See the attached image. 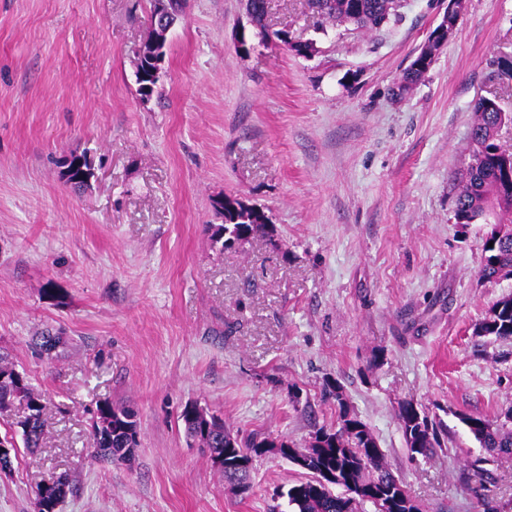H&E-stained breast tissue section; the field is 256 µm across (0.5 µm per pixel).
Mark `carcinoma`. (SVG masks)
<instances>
[{"label": "carcinoma", "mask_w": 512, "mask_h": 512, "mask_svg": "<svg viewBox=\"0 0 512 512\" xmlns=\"http://www.w3.org/2000/svg\"><path fill=\"white\" fill-rule=\"evenodd\" d=\"M356 12L343 13V0H307L311 13L319 14L316 29H324L327 23H351L361 28L377 27L396 15L394 0H355ZM152 64L140 61L137 64L136 81L139 92L149 96L154 92L158 79L150 76ZM476 120L470 132L472 159L468 167L456 178L454 195L455 219L460 224H471L478 220L486 224H502V215L512 213V186L506 187L504 172L497 151L500 123L506 118L501 107L485 103L478 98L473 106ZM62 176L75 187L88 184L93 176L92 166L86 156H73L66 160ZM222 223L208 225L213 245L222 251L236 243H242L261 230L272 231V227L259 223L266 219L264 213L237 202L231 206L220 198L213 202ZM484 262L480 276L486 280L501 277L503 270L512 275V239L487 237L484 243ZM475 334L493 336L497 339L512 338V297L497 301L488 315L477 325ZM35 348L47 355L62 343V332L45 329L39 333ZM328 394L334 395L339 408L336 426L320 427L305 448H296L286 437L255 436L243 441L224 425L223 418L209 413L195 403L185 405L180 419L186 434L197 441L199 447L209 454L212 464L224 475V481L239 488L243 495L250 492L253 458L267 448L279 449L282 457L294 461L303 459L301 469L309 473L308 478L291 485L287 497L291 512H358L363 500L356 498L357 489L390 491L401 494L402 481L394 474L384 459L377 440L370 428L356 416L350 415L340 392V387L331 383ZM27 410L24 419L10 423L11 432L0 437L16 457V436H21L23 446L38 448L42 443L41 421L44 405L25 377L14 368L8 356L0 354V413L14 407ZM461 422L470 433L493 455H512V409L504 413V420L494 425L477 415H462ZM399 422L405 438L409 458L427 456L444 445L441 424L412 403L404 404L399 412ZM95 457L104 462L125 463L131 461L132 450L138 446V423L134 412L115 408L104 402L99 405L97 417L92 425ZM337 470L341 476L340 487L344 493L337 494L321 481L324 472ZM70 491L65 478L51 479L43 483L35 495V512H53Z\"/></svg>", "instance_id": "1"}]
</instances>
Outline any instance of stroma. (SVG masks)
<instances>
[{"mask_svg":"<svg viewBox=\"0 0 512 512\" xmlns=\"http://www.w3.org/2000/svg\"><path fill=\"white\" fill-rule=\"evenodd\" d=\"M444 0H399L373 29L317 31L305 0H269V37L244 0H185L160 81L138 91L152 0H0V351L41 393V447L0 472V512H34L53 476L59 512H269L305 472L268 451L233 493L180 420L186 404L240 436L305 447L336 422L326 383L373 432L426 512H512V456L489 463L461 422L512 407V338L474 328L512 278L484 281L490 225L457 223L454 176L471 161L477 97L512 114V0H468L408 93L402 72ZM313 40L308 58L273 31ZM248 52L235 48L239 31ZM90 159L84 189L62 176ZM265 212L273 234L219 251L213 200ZM62 330L51 356L33 342ZM132 408L131 462H97L99 403ZM448 430L410 459L398 414ZM70 491V485L66 478H56L44 482L35 495L36 512H57L53 511L58 507L60 501Z\"/></svg>","mask_w":512,"mask_h":512,"instance_id":"obj_1","label":"stroma"}]
</instances>
